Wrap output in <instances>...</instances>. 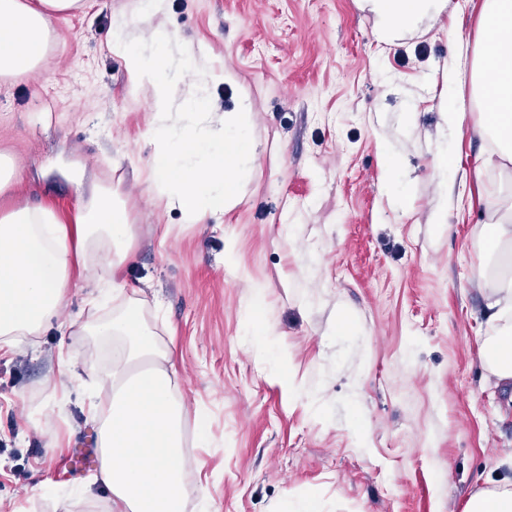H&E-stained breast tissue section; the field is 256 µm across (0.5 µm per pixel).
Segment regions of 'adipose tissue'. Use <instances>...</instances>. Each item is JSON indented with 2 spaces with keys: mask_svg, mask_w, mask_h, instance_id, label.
I'll return each instance as SVG.
<instances>
[{
  "mask_svg": "<svg viewBox=\"0 0 512 512\" xmlns=\"http://www.w3.org/2000/svg\"><path fill=\"white\" fill-rule=\"evenodd\" d=\"M380 40L392 42L442 13L448 0H367ZM85 0H0V78L39 69L53 22L82 10ZM481 36L470 80L482 103L478 132L493 143L482 168L512 165V0H484ZM65 175L82 192L71 222L40 203L0 206V350L38 335L68 300L75 266L93 271L100 290L90 313L118 296L116 275L132 256L130 215L117 186L87 181L82 167ZM493 223L480 225L472 283L480 291L487 332L480 355L495 384H512V192L485 199ZM85 333L111 340L106 371L83 360L89 378H104L105 396L88 412L99 424L97 482L108 492L109 512H185L191 489L183 469V403L171 350L159 343L138 303Z\"/></svg>",
  "mask_w": 512,
  "mask_h": 512,
  "instance_id": "1",
  "label": "adipose tissue"
}]
</instances>
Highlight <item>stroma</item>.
<instances>
[{
    "label": "stroma",
    "mask_w": 512,
    "mask_h": 512,
    "mask_svg": "<svg viewBox=\"0 0 512 512\" xmlns=\"http://www.w3.org/2000/svg\"><path fill=\"white\" fill-rule=\"evenodd\" d=\"M482 3L451 0L383 43L360 0H86L54 21L36 73L0 80V152L20 172L0 201L71 217L69 161L120 186L132 261L118 282L174 352L187 480L206 490L188 512H292L310 496L322 512H463L512 481V387L486 378L471 283L481 201L505 180L481 170L472 124L452 136L443 118L448 97L478 111L458 58ZM119 26L187 46L208 74L209 128L249 106L255 161L237 205L188 224L158 203L154 88L111 51ZM443 144L468 174L450 193ZM93 291L77 282L40 335L0 351V512L107 510L95 468L73 462L98 446L93 386L59 382L62 354L108 346L80 331ZM256 325L268 355L246 340Z\"/></svg>",
    "instance_id": "stroma-1"
}]
</instances>
